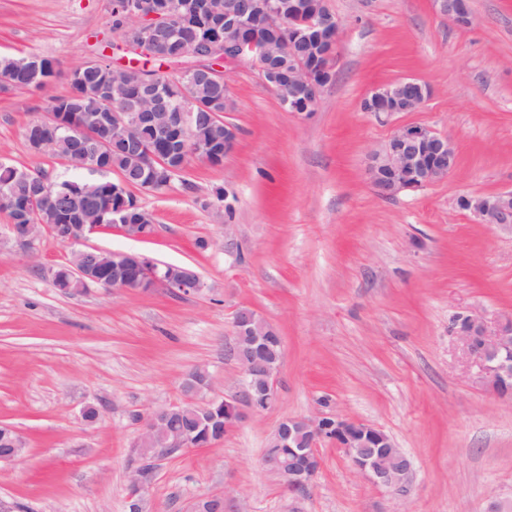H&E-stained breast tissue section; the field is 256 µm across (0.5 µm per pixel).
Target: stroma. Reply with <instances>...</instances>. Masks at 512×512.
<instances>
[{
	"mask_svg": "<svg viewBox=\"0 0 512 512\" xmlns=\"http://www.w3.org/2000/svg\"><path fill=\"white\" fill-rule=\"evenodd\" d=\"M341 23L334 77L309 116L282 108L248 59L225 67L224 112L238 144L223 164L191 158L160 191L135 190L155 233L103 230L87 243L196 272L199 293L94 288L66 295L52 273L71 249L43 233L32 251L0 213V424L24 453L0 463L16 512H129L138 418L186 401L187 373L233 394V317L254 309L283 343L279 402L208 448L153 464L142 512H192L225 494L224 512H489L512 505V400L477 384L478 365L450 325L476 310L512 314V230L473 223L455 200L512 190V0H472L458 27L433 0H329ZM112 0H0V55L51 59L42 89L0 90V162L51 179L97 180L30 150L26 125L69 89L70 68L119 54ZM414 77L416 112L364 111L378 86ZM450 138L447 179L395 198L365 174L399 124ZM99 410L95 421L83 411ZM340 416L381 428L411 459L409 492L358 474L330 441L307 494L262 464L286 417Z\"/></svg>",
	"mask_w": 512,
	"mask_h": 512,
	"instance_id": "obj_1",
	"label": "stroma"
}]
</instances>
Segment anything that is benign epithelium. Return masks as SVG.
Segmentation results:
<instances>
[{
    "label": "benign epithelium",
    "mask_w": 512,
    "mask_h": 512,
    "mask_svg": "<svg viewBox=\"0 0 512 512\" xmlns=\"http://www.w3.org/2000/svg\"><path fill=\"white\" fill-rule=\"evenodd\" d=\"M324 9L315 12L306 29L284 27V18L306 9L303 0H288L266 12L261 22L255 21V0H229L224 8V28L237 31L232 40L214 42L207 46L206 58L212 60L211 68L183 70L180 76L164 84L138 82L143 87L140 104L126 111L105 113V123L120 134L125 144L132 145L145 163H162L156 146L145 145L138 136L139 129L150 125L166 134L179 130L188 157L210 161L208 148L195 144L188 136V129L200 116L219 119L218 113L209 111L204 103L192 98L186 91L185 75L192 72L199 78L211 81L217 89L224 90V102L230 101L229 89L224 80V65L250 57L258 66L265 83L277 85L288 91L281 105L290 112L310 114L329 83L326 71L310 64L308 56L335 57L341 37L340 23L330 10L328 0H321ZM437 10L448 21L458 26L472 22L471 0H434ZM196 6L184 0H112V16L123 21L117 33L130 51L152 54L160 50L164 42L178 37L182 28L193 27L196 22ZM288 57L292 67L284 73L278 59ZM182 93L181 108L176 112L170 102V92ZM430 96L428 86L415 78H404L392 85L375 88L366 97L367 112H416ZM26 139L31 149L45 153L57 149L66 140L74 139L85 146L99 138L85 124L72 127V134L47 139L39 133L27 131ZM99 152L79 149L68 156L77 167L100 169ZM458 161L455 144L448 137L428 126L399 124L394 127L385 143L372 150L367 164V175L373 190L383 198L417 190L448 178ZM131 190L129 179L119 177L112 189L117 199L115 214L133 206L137 199H128ZM457 207L479 224L512 227V191L488 194H461L456 199ZM10 229L17 243L25 251L34 247L42 235L39 224H12ZM102 229H115L122 235L146 240L153 236L152 224H106L84 222L82 224H59L48 231L64 244L72 246L85 241ZM94 247L71 251L66 263L72 292L81 294L96 286L112 291L133 289L147 290L161 286L174 294H195L202 290L199 276L190 270L171 264H160L138 253L99 251L95 261H90ZM257 313L249 308H240L234 315L235 338L232 352L238 361L242 378L238 391L224 397L213 396L195 403L189 412L208 413L222 406L228 414L224 428L229 429L248 413H260L274 408L278 403L276 376L281 358L269 346V337L254 333L253 324ZM451 331L462 342L468 356L479 365V382L483 388L498 397L512 400V316L489 329L484 316L478 311H467L456 315ZM170 408H158L140 418V431L134 448L139 450L144 443L153 445V458L189 444L186 436L172 432L165 423ZM325 418H285L273 432L275 445L288 449L294 459L277 455L264 456V465L275 472L288 493L298 495L309 490L318 472L320 461L316 444L327 438L343 450L352 467L374 483L405 492L412 480V463L398 448L394 440L383 430L373 425L342 417L332 419V432L324 427ZM360 429L368 434L378 448L374 454H365L358 449L352 431ZM7 448L0 461L8 462L24 451V442L18 433L10 429ZM148 492V478L143 470L132 467L127 500L130 512H141V503ZM196 512H224V497L208 496L201 499Z\"/></svg>",
    "instance_id": "1"
}]
</instances>
